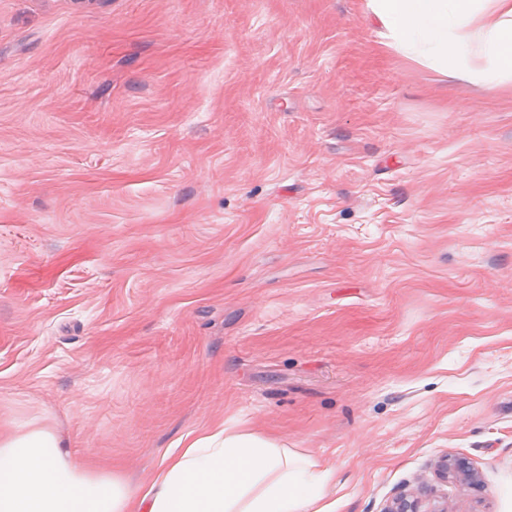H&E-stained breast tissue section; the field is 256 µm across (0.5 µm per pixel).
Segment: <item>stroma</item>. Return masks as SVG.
I'll return each instance as SVG.
<instances>
[{"mask_svg":"<svg viewBox=\"0 0 512 512\" xmlns=\"http://www.w3.org/2000/svg\"><path fill=\"white\" fill-rule=\"evenodd\" d=\"M138 481L212 423L320 512H512V86L364 0H0V422ZM436 476L442 482H448V476L463 477L467 481H475L477 474L468 463L456 457H448V454L439 457L436 463ZM431 490L421 485L412 491H400L382 512H447L448 508L430 499Z\"/></svg>","mask_w":512,"mask_h":512,"instance_id":"stroma-1","label":"stroma"}]
</instances>
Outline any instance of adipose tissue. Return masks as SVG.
<instances>
[{"label":"adipose tissue","instance_id":"obj_1","mask_svg":"<svg viewBox=\"0 0 512 512\" xmlns=\"http://www.w3.org/2000/svg\"><path fill=\"white\" fill-rule=\"evenodd\" d=\"M365 9L382 46L443 78L512 82V0H365ZM329 479L284 442L220 422L188 434L134 485L73 458L49 425L0 430V512H311Z\"/></svg>","mask_w":512,"mask_h":512}]
</instances>
